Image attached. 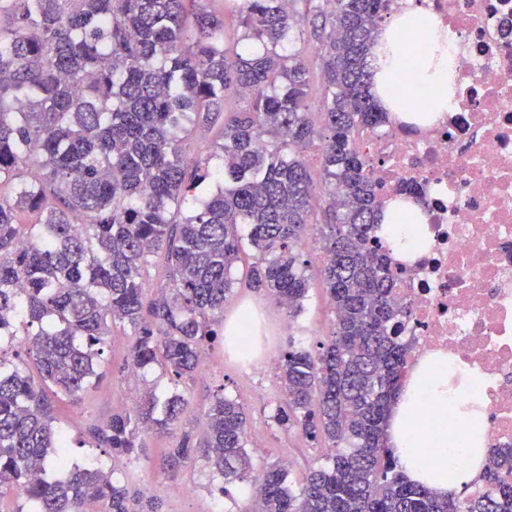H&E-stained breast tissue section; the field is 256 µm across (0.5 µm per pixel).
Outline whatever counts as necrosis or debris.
I'll use <instances>...</instances> for the list:
<instances>
[{
  "label": "necrosis or debris",
  "instance_id": "4bbe7bcc",
  "mask_svg": "<svg viewBox=\"0 0 512 512\" xmlns=\"http://www.w3.org/2000/svg\"><path fill=\"white\" fill-rule=\"evenodd\" d=\"M448 30L453 103L443 119L389 116L360 143L383 204L413 201L428 239L392 258L406 371L447 356L485 376L486 445L512 446V0H426Z\"/></svg>",
  "mask_w": 512,
  "mask_h": 512
}]
</instances>
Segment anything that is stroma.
<instances>
[{
    "label": "stroma",
    "mask_w": 512,
    "mask_h": 512,
    "mask_svg": "<svg viewBox=\"0 0 512 512\" xmlns=\"http://www.w3.org/2000/svg\"><path fill=\"white\" fill-rule=\"evenodd\" d=\"M305 256L309 261L305 270L309 297L303 313L296 320H289L285 310L264 291L251 289L243 283L236 285V295L224 311L225 318L229 319L239 305L249 303L257 306L261 341L274 355L280 354L285 348L289 335L300 334L313 341L325 340L334 329V314L328 305L319 273L322 253L318 246L313 245L306 249ZM129 349V337L124 335L122 329H115L108 338L105 361L100 368L101 376L80 400L75 402L53 396L48 399L52 415L66 429L73 444L71 455L74 461L88 464L99 458V449L81 446V439L87 438L89 426L104 425L112 413L132 407L144 382L154 383L161 393L173 388L170 378L157 369L143 380L127 373L125 365ZM219 389L244 408L252 438L260 440L266 448L262 463L270 464L282 457L292 456L295 464L290 478L298 482L316 459L323 457V449L315 447L301 433L285 431L277 423L275 415L282 402V394L276 374L262 366L253 375L242 374L225 354L223 345L217 342L207 350L205 363L186 385L189 398L187 418L192 425L202 426L203 414ZM142 441L144 453L139 462L120 465V476L131 477L136 486L161 497L167 512H199L204 503L213 501L214 496L207 489L209 478L202 463L190 464L183 476L175 481L161 475L159 466L166 448L173 443L170 435L149 432L143 434Z\"/></svg>",
    "instance_id": "obj_1"
}]
</instances>
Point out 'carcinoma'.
<instances>
[{
	"instance_id": "cac0c4a2",
	"label": "carcinoma",
	"mask_w": 512,
	"mask_h": 512,
	"mask_svg": "<svg viewBox=\"0 0 512 512\" xmlns=\"http://www.w3.org/2000/svg\"><path fill=\"white\" fill-rule=\"evenodd\" d=\"M187 2L0 0V188L10 190L0 194V498L14 494V512H166L114 470L72 461L44 388L88 390L118 324L133 336L128 371L158 366L176 386L189 381L225 339L245 244L247 285L297 319L302 240L319 225L335 330L313 344L288 336L276 421L328 443L326 462L297 485L280 461L257 469L243 408L220 389L202 432L168 450V478L199 455L222 478L220 495L245 491L238 512H512V447L491 450L477 491L439 499L406 479L387 444L409 311L373 239L383 207L355 137L385 121L372 77L391 59L381 42L389 0H232V45L224 17L189 15ZM297 41L319 61L315 113ZM231 93L246 104L226 110ZM194 125L216 134L199 139ZM316 141L329 185L320 219L304 157ZM27 211L39 219L24 226ZM158 252L165 281L150 298L144 272ZM250 327L236 337L240 362L252 356ZM21 334L25 354L9 353ZM188 405L186 392L148 385L90 438L114 462L137 461L141 434L176 430Z\"/></svg>"
}]
</instances>
